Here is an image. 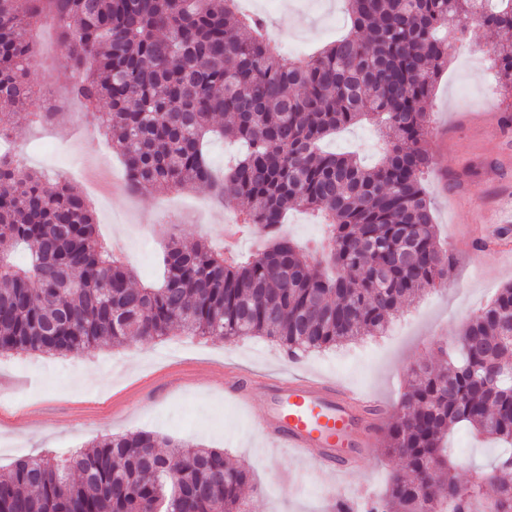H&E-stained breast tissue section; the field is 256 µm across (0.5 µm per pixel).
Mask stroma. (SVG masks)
Wrapping results in <instances>:
<instances>
[{"label": "stroma", "mask_w": 512, "mask_h": 512, "mask_svg": "<svg viewBox=\"0 0 512 512\" xmlns=\"http://www.w3.org/2000/svg\"><path fill=\"white\" fill-rule=\"evenodd\" d=\"M276 37L277 49L300 43L302 55L335 41L350 29L343 0H248ZM35 53L29 80L50 90L68 109L46 124L21 112V159L50 179L83 189L92 204L101 239L122 243L126 260L142 283L156 281L171 236L183 244L199 239L220 243L226 221L241 210L237 200L214 202L203 188L131 194L115 185L123 175L112 142L71 98L67 49L55 26L32 30ZM452 50L427 108L433 170L424 189L434 205L438 237L453 255L445 282L405 306L385 335L363 336L333 349L293 360L260 337L228 341L217 336H168L150 343L104 346L73 356L0 357V471L15 459L52 452L66 457L107 434L150 430L160 436L223 449L247 465L252 480L245 490L249 512H334L338 500L365 488L369 499L382 495L400 464L376 436L363 465L327 482L316 468L288 449H272L253 427L265 399L254 392L243 407L224 390V372L294 370L327 373L360 388L390 410H397L410 369L436 363L438 349L453 344L464 322L512 282V259H486L474 267L477 244L497 245L498 224L512 211V95L501 87L494 67L495 35L473 25L449 31ZM366 122L343 130L325 143L327 151L357 154L377 163ZM448 452L461 481L489 470L503 450L465 427L452 430Z\"/></svg>", "instance_id": "1"}]
</instances>
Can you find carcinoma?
Here are the masks:
<instances>
[{
    "label": "carcinoma",
    "instance_id": "1",
    "mask_svg": "<svg viewBox=\"0 0 512 512\" xmlns=\"http://www.w3.org/2000/svg\"><path fill=\"white\" fill-rule=\"evenodd\" d=\"M351 30L309 58H286L238 0H0V101L38 106L28 28L53 20L69 46L71 93L106 128L132 192L204 184L243 199L265 246L245 258L171 239L157 287L102 243L86 195L0 152V356L80 355L180 333L265 337L288 357L385 331L400 305L442 284L452 254L423 189L432 166L426 106L448 63V28L496 34L512 91V0H344ZM379 126L373 167L322 148L337 130ZM245 152L216 175L206 143ZM0 112V142L16 141ZM323 217L309 253L282 231L288 211ZM28 262L12 259L16 247ZM458 353L410 370L386 432L397 458L369 512H512V451L466 485L443 446L465 424L512 447V284L471 316ZM247 466L224 450L149 431L109 435L68 458L0 473V512H244Z\"/></svg>",
    "mask_w": 512,
    "mask_h": 512
}]
</instances>
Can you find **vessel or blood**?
<instances>
[{"label": "vessel or blood", "instance_id": "obj_1", "mask_svg": "<svg viewBox=\"0 0 512 512\" xmlns=\"http://www.w3.org/2000/svg\"><path fill=\"white\" fill-rule=\"evenodd\" d=\"M224 386L239 401L261 389L266 408L258 427L276 447L317 463L324 479L345 474L365 456L386 410L330 375H237Z\"/></svg>", "mask_w": 512, "mask_h": 512}]
</instances>
